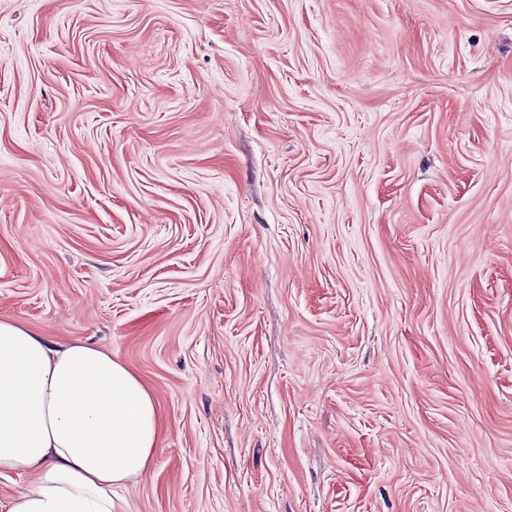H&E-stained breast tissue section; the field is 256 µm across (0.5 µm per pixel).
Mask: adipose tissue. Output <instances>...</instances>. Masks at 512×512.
Listing matches in <instances>:
<instances>
[{
    "instance_id": "obj_1",
    "label": "adipose tissue",
    "mask_w": 512,
    "mask_h": 512,
    "mask_svg": "<svg viewBox=\"0 0 512 512\" xmlns=\"http://www.w3.org/2000/svg\"><path fill=\"white\" fill-rule=\"evenodd\" d=\"M164 419L110 350L57 343L0 319V474L23 483L6 512H123Z\"/></svg>"
}]
</instances>
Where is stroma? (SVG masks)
<instances>
[{"instance_id": "35a3bbf8", "label": "stroma", "mask_w": 512, "mask_h": 512, "mask_svg": "<svg viewBox=\"0 0 512 512\" xmlns=\"http://www.w3.org/2000/svg\"><path fill=\"white\" fill-rule=\"evenodd\" d=\"M0 319L157 400L126 512H512V0H0Z\"/></svg>"}]
</instances>
